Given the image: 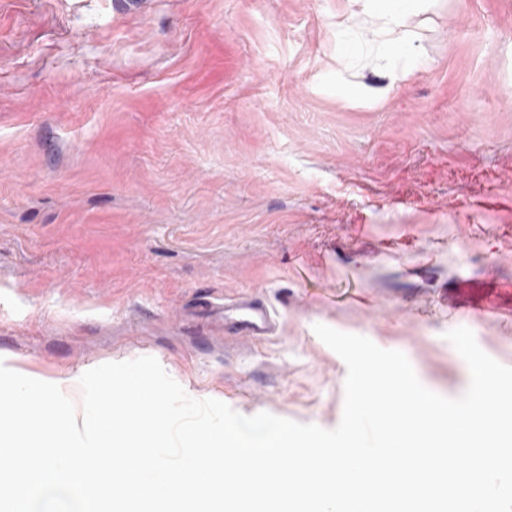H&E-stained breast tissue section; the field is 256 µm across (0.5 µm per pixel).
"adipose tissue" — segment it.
<instances>
[{
    "label": "adipose tissue",
    "mask_w": 512,
    "mask_h": 512,
    "mask_svg": "<svg viewBox=\"0 0 512 512\" xmlns=\"http://www.w3.org/2000/svg\"><path fill=\"white\" fill-rule=\"evenodd\" d=\"M434 0H363L362 12L380 22L376 45L378 69L391 83H403L420 73L413 62L417 33L411 30L414 16L428 12Z\"/></svg>",
    "instance_id": "obj_1"
}]
</instances>
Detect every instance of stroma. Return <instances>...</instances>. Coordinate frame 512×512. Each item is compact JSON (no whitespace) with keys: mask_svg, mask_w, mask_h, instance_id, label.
I'll list each match as a JSON object with an SVG mask.
<instances>
[{"mask_svg":"<svg viewBox=\"0 0 512 512\" xmlns=\"http://www.w3.org/2000/svg\"><path fill=\"white\" fill-rule=\"evenodd\" d=\"M349 0H0V354L156 358L200 399L331 430L324 324L447 398V331L512 361V0L413 19L425 71L339 55ZM355 86L359 105L339 90ZM242 295L274 334L211 317Z\"/></svg>","mask_w":512,"mask_h":512,"instance_id":"stroma-1","label":"stroma"}]
</instances>
